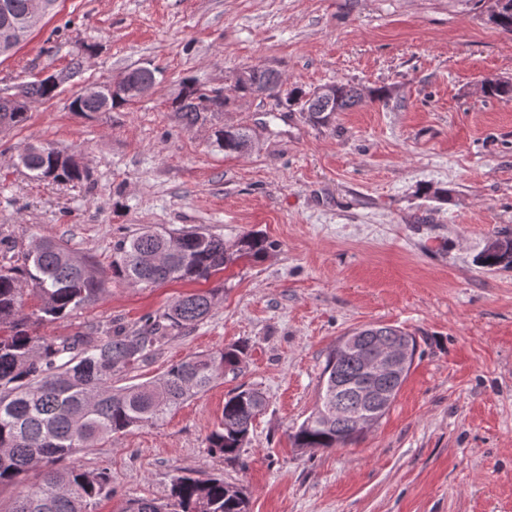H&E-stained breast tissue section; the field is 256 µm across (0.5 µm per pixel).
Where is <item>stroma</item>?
<instances>
[{
    "instance_id": "stroma-1",
    "label": "stroma",
    "mask_w": 512,
    "mask_h": 512,
    "mask_svg": "<svg viewBox=\"0 0 512 512\" xmlns=\"http://www.w3.org/2000/svg\"><path fill=\"white\" fill-rule=\"evenodd\" d=\"M488 9L487 0H60L0 57V93L62 79L23 126L0 129V265L50 239L105 288L39 334L133 329L206 291L207 319L113 385L248 346L237 373L162 425L65 459L111 474L112 495L95 512L166 501L183 471L242 487L249 512H512V270L479 262L487 242L512 237V99L482 92L486 80L512 78V34ZM255 65L277 70L288 89L348 81L364 99L315 126L284 97L236 96V74ZM134 66L159 69L150 95L70 111L82 86ZM187 79L223 88L230 106L187 123L171 108ZM378 88L384 101L370 97ZM224 126L249 128L251 148L225 154L213 137ZM30 145L73 154L86 178L34 179L19 161ZM147 227L229 244L258 233L270 247L205 281L113 278L114 242ZM366 325L417 341L389 411L353 444L294 447L327 354ZM241 385L259 388L265 406L240 458L227 461L207 437Z\"/></svg>"
}]
</instances>
